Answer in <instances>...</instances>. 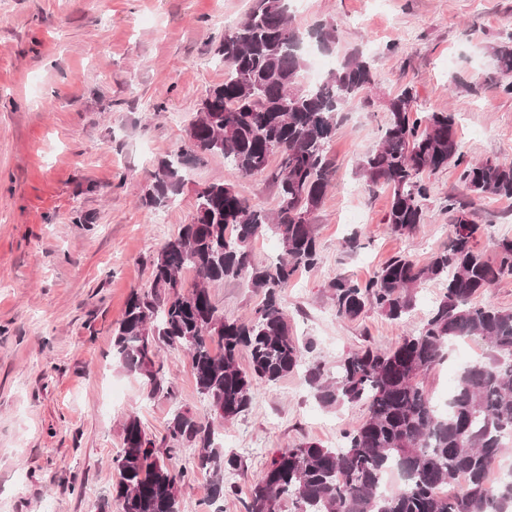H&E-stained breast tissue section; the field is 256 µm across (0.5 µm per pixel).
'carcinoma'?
Instances as JSON below:
<instances>
[{
	"label": "carcinoma",
	"instance_id": "obj_1",
	"mask_svg": "<svg viewBox=\"0 0 512 512\" xmlns=\"http://www.w3.org/2000/svg\"><path fill=\"white\" fill-rule=\"evenodd\" d=\"M324 52L336 45V31L323 25L303 36L287 0H258L257 7L229 33L218 53L224 82L202 100L187 136L191 151L220 154L242 177L267 171L277 160L279 202L268 213L251 205L231 184L209 183L197 198L192 220L157 252L148 288L132 291L112 333V357L138 375L148 398L176 397L173 378L159 357L166 346L185 352L197 393L210 418L175 410L161 439L151 438L135 415L122 426V448L112 458L115 480L97 512H182L181 486L194 473L168 461L186 448L199 449L196 468L211 476V499L224 487V469L238 465L224 454V422L251 406L258 384H275L299 369L318 404L337 409L363 403L367 416L343 433V445L328 448L305 441L278 450L254 484L245 512H280L284 501L302 512H512V469L489 481L512 442V310L472 305L471 298L512 275V239L495 243L489 260L477 248L478 226L464 206L448 197L454 237L448 249L421 266L395 256L361 283L338 277L329 284L336 316L353 320L366 307L392 322L414 308L416 290L430 280L447 283L442 298L414 333L386 349L365 347L343 356L336 373L322 362L303 366L312 345H299L283 308L282 293L300 269L313 268L319 246L310 215L330 186L326 147L336 131V114L362 100L375 83L369 59L346 56L317 86L303 85L304 44ZM494 70L486 82L512 94V42L491 47ZM409 89L388 99V119L377 145L358 164L366 184L390 190L385 223L396 235H410L425 223L423 201L430 194L425 175L450 165L476 197L512 198V161L465 159L452 112L415 115ZM279 145L271 157L268 144ZM182 158L164 159L141 198L159 209L184 182ZM280 240L282 256L261 265L252 242L265 234ZM190 269L188 286L180 273ZM241 279L264 293L246 319L228 318L214 304L208 285ZM478 337L490 354L462 368L446 407L436 406L416 378L444 360L452 342ZM247 357L248 366L240 365ZM399 474L402 487L379 489L383 475ZM464 479L448 495L450 481Z\"/></svg>",
	"mask_w": 512,
	"mask_h": 512
}]
</instances>
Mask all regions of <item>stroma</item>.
<instances>
[{
	"label": "stroma",
	"mask_w": 512,
	"mask_h": 512,
	"mask_svg": "<svg viewBox=\"0 0 512 512\" xmlns=\"http://www.w3.org/2000/svg\"><path fill=\"white\" fill-rule=\"evenodd\" d=\"M257 0H0V512H96L107 495L121 424L138 416L159 438L174 408L208 417L183 352L163 353L176 399H146L140 378L112 360V330L132 290L148 287L162 244L189 223L197 189L234 185L265 210L276 208L271 174L250 178L220 155L190 158L180 192L149 210L141 196L158 160L176 156L198 104L224 80L217 48ZM301 31L335 28L333 61L359 51L376 82L365 102L338 116L327 155L332 187L310 222L319 262L299 270L283 304L306 362L328 371L345 354L385 348L417 330L441 298L442 282L416 291L404 322L368 308L337 318L330 282L363 281L393 256L419 264L447 248L449 196L469 201L486 256L512 238V199L471 197L459 171L430 176L427 220L412 235L391 233L387 189L357 171L381 136L384 104L411 88L417 112L449 110L467 158L512 160V94L487 85L493 45L512 40V0H289ZM358 246L347 249L349 237ZM226 316L244 319L262 292L240 280L211 290ZM453 361L422 376L432 400L458 376L454 364L485 357L469 337ZM365 406L321 407L301 373L256 386L250 409L222 428L240 460L226 471L224 512H245L252 485L276 450L301 441L335 448Z\"/></svg>",
	"instance_id": "1"
}]
</instances>
